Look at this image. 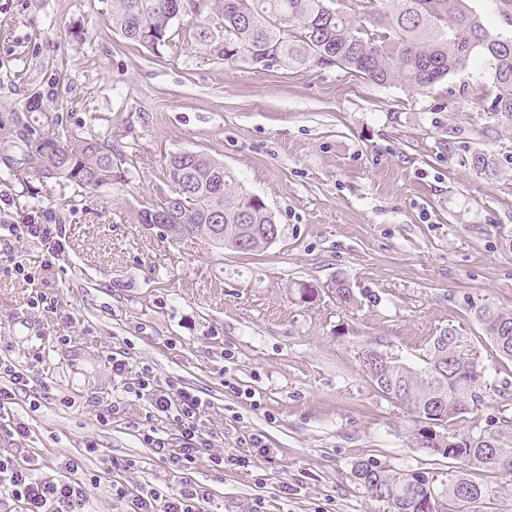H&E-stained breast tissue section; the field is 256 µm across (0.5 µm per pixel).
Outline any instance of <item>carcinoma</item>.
Here are the masks:
<instances>
[{
	"label": "carcinoma",
	"mask_w": 512,
	"mask_h": 512,
	"mask_svg": "<svg viewBox=\"0 0 512 512\" xmlns=\"http://www.w3.org/2000/svg\"><path fill=\"white\" fill-rule=\"evenodd\" d=\"M364 10L347 14L332 0H214L213 8L189 34L190 49L206 60L242 62L270 68V44L280 49L278 64L311 69L336 66L377 85L404 81L420 93L448 77L472 74L475 63L490 65L493 91L485 98L497 119L479 132L485 140L512 143V36L491 34L468 0H366ZM206 0H110L112 28L124 39L157 53L171 45L174 23L186 13L198 15ZM39 127L27 123L0 136V158L16 179L52 180L88 192L126 183L131 171L108 137H85L63 125L56 112L42 113ZM442 152L475 175L496 180L504 175L499 154L486 144L472 146L467 129L448 124ZM170 193L134 213L138 224H155L174 237L176 224L190 226L186 237L252 254L271 246L264 227L275 220L262 199L247 192L224 164L204 154L175 153L166 161ZM224 226V238L213 226ZM291 292L303 303L329 292L339 303L358 305L342 278L325 287L294 281ZM468 311L500 354L512 360V310L483 298L468 300ZM375 387L407 407L416 428L412 441L432 454L465 465L512 474V421L492 434L464 435L449 423L483 401L488 388L476 348L456 329L445 328L429 341L423 365L387 355L377 368L364 364ZM354 479L390 512H489L495 491L461 471L439 481L419 470H386L360 462Z\"/></svg>",
	"instance_id": "1"
}]
</instances>
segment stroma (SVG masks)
<instances>
[{
	"label": "stroma",
	"mask_w": 512,
	"mask_h": 512,
	"mask_svg": "<svg viewBox=\"0 0 512 512\" xmlns=\"http://www.w3.org/2000/svg\"><path fill=\"white\" fill-rule=\"evenodd\" d=\"M194 22L177 21L179 43L155 54L113 30L107 0H0V125L35 101L111 137L135 165L97 193L0 172V212L19 224L41 214L64 244L47 268L39 242L0 239L26 269L0 273V362L30 379L0 409V424L28 432L0 437V456L48 478L81 457L93 512H123L113 482L136 493L185 480L209 489L205 512H389L355 464L441 479L462 467L413 447L414 417L370 382L366 345L417 365L431 336L456 328L491 387L455 430L512 419V361L466 305L483 296L512 309V180L475 176L439 149L448 123L492 125L480 101L488 65L421 95L337 67L202 60L187 45ZM180 151L231 169L274 214L278 240L243 255L136 223L169 193L162 169ZM338 275L357 307L288 291ZM116 358L202 400L212 445L187 468L144 442L152 430L179 447L178 426L129 392ZM255 434L266 452L250 446ZM230 454L248 465H224Z\"/></svg>",
	"instance_id": "stroma-1"
}]
</instances>
